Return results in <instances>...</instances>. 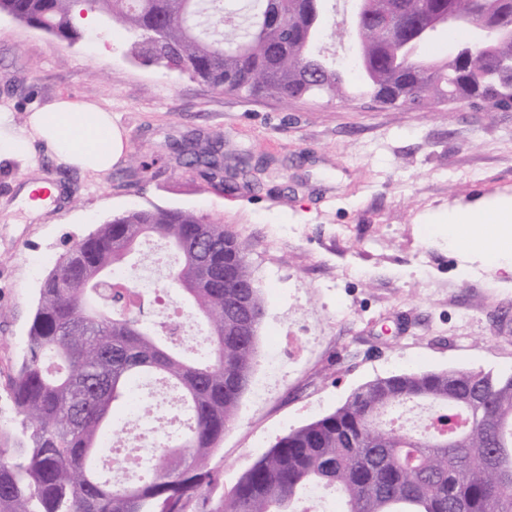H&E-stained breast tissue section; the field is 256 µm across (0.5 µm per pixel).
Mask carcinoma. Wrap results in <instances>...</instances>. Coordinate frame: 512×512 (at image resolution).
Masks as SVG:
<instances>
[{
    "label": "carcinoma",
    "instance_id": "cac0c4a2",
    "mask_svg": "<svg viewBox=\"0 0 512 512\" xmlns=\"http://www.w3.org/2000/svg\"><path fill=\"white\" fill-rule=\"evenodd\" d=\"M103 32L123 31L128 56L176 71L212 90L252 101L368 95L391 107L445 101L512 108V0H360L350 90L344 70L318 47L346 37L325 20L327 0H88ZM69 45L85 38L74 0H0V14ZM448 16L479 19L511 34L475 54L460 47L416 63V47ZM224 144L171 149L208 183L224 182ZM162 158L132 157L142 182ZM178 208L133 209L100 225L59 259L39 291L12 382L23 430L12 461L0 463V512H300L311 486L342 493V512H512V374L404 372L355 389L333 412L293 428L212 501L220 472L207 460L237 416L258 354L264 299L248 246ZM170 254L164 290L206 325L199 352L179 349L167 316L145 322L125 294L106 287L112 270L136 273ZM251 312L233 319L234 298ZM150 380L175 393L181 431L153 448L151 473L111 483L97 469L103 437L140 416L165 424L154 400L136 396ZM417 406L442 412L445 429H407Z\"/></svg>",
    "mask_w": 512,
    "mask_h": 512
}]
</instances>
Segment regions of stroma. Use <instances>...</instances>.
I'll list each match as a JSON object with an SVG mask.
<instances>
[{
	"label": "stroma",
	"instance_id": "obj_1",
	"mask_svg": "<svg viewBox=\"0 0 512 512\" xmlns=\"http://www.w3.org/2000/svg\"><path fill=\"white\" fill-rule=\"evenodd\" d=\"M93 101L126 132V159L103 176L58 164L34 143L36 169L0 165V456L21 434L10 386L39 289L59 258L133 208H181L232 228L264 290L259 349L287 336L304 350L269 384L258 361L236 421L208 465L227 493L260 448L332 412L366 382L405 371L512 373V274L429 234L457 208L512 197V109L455 102L394 108L371 98L247 102L141 65L120 34L74 45L0 19V109L16 126L61 98ZM187 138L249 153L251 183L214 190L170 156ZM165 156L136 183L129 157ZM33 180L58 196L38 216L19 205Z\"/></svg>",
	"mask_w": 512,
	"mask_h": 512
}]
</instances>
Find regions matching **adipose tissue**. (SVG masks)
<instances>
[{"label": "adipose tissue", "instance_id": "1", "mask_svg": "<svg viewBox=\"0 0 512 512\" xmlns=\"http://www.w3.org/2000/svg\"><path fill=\"white\" fill-rule=\"evenodd\" d=\"M35 141L48 145L58 163L92 174L109 172L126 147L111 112L93 102L58 100L30 113L19 129L11 113L0 111V163L32 165L29 146ZM442 228L449 245L512 273V198L453 211Z\"/></svg>", "mask_w": 512, "mask_h": 512}]
</instances>
